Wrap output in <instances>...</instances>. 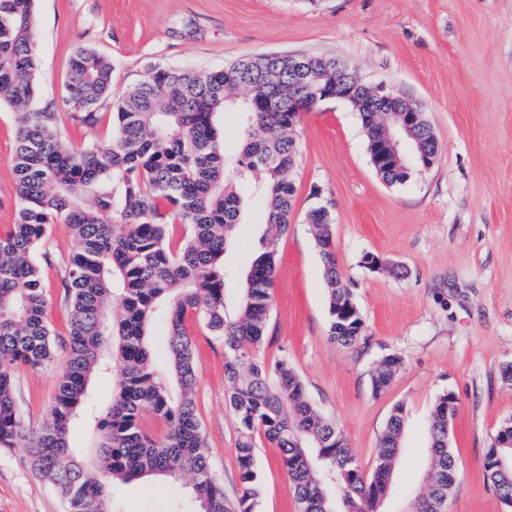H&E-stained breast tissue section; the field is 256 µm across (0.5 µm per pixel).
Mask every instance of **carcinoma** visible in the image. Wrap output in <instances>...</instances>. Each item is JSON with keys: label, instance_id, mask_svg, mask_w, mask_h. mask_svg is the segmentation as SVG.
<instances>
[{"label": "carcinoma", "instance_id": "cac0c4a2", "mask_svg": "<svg viewBox=\"0 0 512 512\" xmlns=\"http://www.w3.org/2000/svg\"><path fill=\"white\" fill-rule=\"evenodd\" d=\"M304 81L288 57L265 55L221 69L187 73L157 67L128 89L112 113L105 144L75 146L61 136L66 116L37 107L38 49L34 0H0V100L19 112L12 166L16 224L0 234V448L28 449L31 469L48 480L67 512H114L118 484L146 476L190 479L196 512H253L259 475L255 448L262 437L279 449L297 512H378L390 488L404 430L402 406L393 408L372 474H363L336 423L311 403L288 358L262 354L272 303L277 242L288 232L296 193L298 113L314 106L316 90L333 91L336 59L309 56ZM112 83V64L92 49L75 50L68 62L65 104L86 125ZM376 99L362 87L356 107L371 152L381 135L366 111ZM239 108L246 131L238 156L229 159L216 117ZM404 162H389L382 179L407 182L438 155L431 127L401 134ZM259 176L268 192L269 237L252 261L237 312L224 310V250L241 216L236 186ZM314 238L324 259L329 337L353 346L363 320L341 278L333 246L331 212L311 211ZM55 224L68 226L77 250L64 287L68 291L70 359L46 419L25 428L14 400L20 365L49 366L54 333L36 253ZM184 226L173 239L172 225ZM123 315H111L113 303ZM193 315L224 340L227 402L237 422L236 456L243 483L237 504L224 498L213 472L194 399L195 343L186 326ZM167 324L165 356L178 391L158 377L149 345L152 323ZM402 361L386 356L374 369L372 392L384 393ZM112 369V397L97 409L92 451L70 445V432L89 407L92 375ZM451 392L440 395L428 422L432 467L428 486L457 482L448 420L458 410ZM164 425L145 429L142 413ZM493 490L512 482V419L497 427L485 455ZM428 489L408 512H446Z\"/></svg>", "mask_w": 512, "mask_h": 512}]
</instances>
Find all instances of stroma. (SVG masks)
Wrapping results in <instances>:
<instances>
[{"label": "stroma", "mask_w": 512, "mask_h": 512, "mask_svg": "<svg viewBox=\"0 0 512 512\" xmlns=\"http://www.w3.org/2000/svg\"><path fill=\"white\" fill-rule=\"evenodd\" d=\"M38 105L64 111L68 60L79 47L112 64V93L92 126L64 122L74 144L108 140L116 99L156 67L203 71L268 54L344 60L370 85L393 87L424 111L438 158L403 184L385 183L368 153L359 115L346 102L301 113L290 227L277 244L273 308L263 354L287 357L314 406L332 418L364 473L376 466L381 432L403 406L402 450L382 512H406L425 488L427 419L453 392L450 444L458 481L448 512H512L484 476L497 426L512 419V0H35ZM16 114L0 105V234L17 220L11 157ZM243 211L224 253L231 276L224 307L235 312L245 273L268 233L267 193L239 188ZM330 210L336 263L364 321L354 347L330 341L321 256L309 215ZM52 364L19 367L15 397L27 427L52 404L68 362L62 286L75 241L53 225L44 246ZM386 266L368 268L365 255ZM197 346L195 401L212 470L228 500L242 494L236 421L225 404L224 342L189 320ZM404 366L373 395L370 374L387 355ZM254 512H296L277 448L259 440ZM185 483L147 478L122 485L115 512H164ZM0 512H65L23 448L0 449Z\"/></svg>", "instance_id": "obj_1"}]
</instances>
